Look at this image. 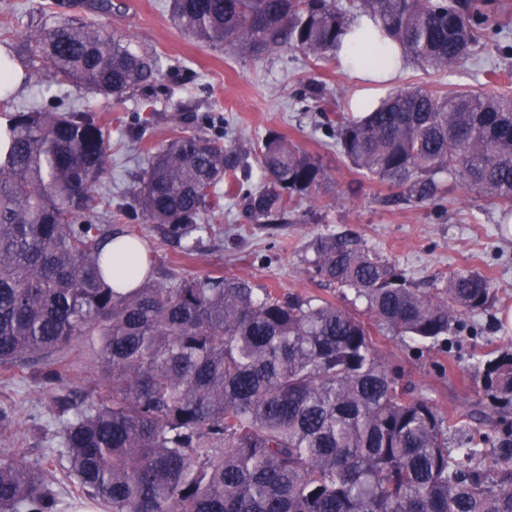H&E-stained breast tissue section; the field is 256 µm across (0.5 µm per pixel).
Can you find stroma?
<instances>
[{"label":"stroma","instance_id":"obj_1","mask_svg":"<svg viewBox=\"0 0 512 512\" xmlns=\"http://www.w3.org/2000/svg\"><path fill=\"white\" fill-rule=\"evenodd\" d=\"M86 0H0V46L16 48L20 36L44 24L87 16ZM108 32L125 37L132 49L147 50L162 62L155 82L125 93L99 116L111 135L112 163L101 188L103 202L80 216V223L112 224L131 231L149 248L158 280L203 276H237L254 287L280 294L326 298L355 314L363 303L312 279L304 258L320 234H355L381 259L403 269L414 287L426 288L448 272L468 268L492 279L495 300L473 328L461 329L451 352L419 346L379 331L377 345L391 369L432 395L443 411L469 413L484 395L473 364L477 357L512 349V332L499 318L512 307V223L501 221L499 208L476 194L452 189L446 208L402 200L399 189L359 174L338 153L329 125L346 110L354 80L336 59L314 60L298 50L261 57L233 55L209 47L181 32L172 22L169 0H112V12L98 15ZM491 65L512 72V37L486 43L479 60L445 74H429L407 63L399 87L445 91L459 84L483 82ZM325 86L322 100H303L310 81ZM82 92L49 84L27 73L23 91L9 98L11 109L68 108ZM194 118V128L209 137L227 135L242 145L267 131L283 133L328 174L309 204L311 213L290 224H257L218 185L224 209L195 233L196 247L185 254L169 242L160 225L135 212L129 190L144 175L147 153ZM58 370L61 382L31 369L0 372V407L10 410L16 451L34 460L52 443L55 425L38 411L60 395L81 399L98 389L101 368L90 347L74 343Z\"/></svg>","mask_w":512,"mask_h":512}]
</instances>
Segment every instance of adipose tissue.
<instances>
[{
    "mask_svg": "<svg viewBox=\"0 0 512 512\" xmlns=\"http://www.w3.org/2000/svg\"><path fill=\"white\" fill-rule=\"evenodd\" d=\"M368 24L367 18L358 19L355 27L342 37L337 51L340 64L358 84V89L350 100V108L355 112L363 111L365 104L379 96L387 83L397 80L404 66L400 60L383 67L369 63V55L386 56L390 54L391 48L385 44H373L361 39L360 30Z\"/></svg>",
    "mask_w": 512,
    "mask_h": 512,
    "instance_id": "1",
    "label": "adipose tissue"
}]
</instances>
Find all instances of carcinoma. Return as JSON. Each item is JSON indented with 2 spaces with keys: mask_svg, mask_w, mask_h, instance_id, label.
I'll return each mask as SVG.
<instances>
[{
  "mask_svg": "<svg viewBox=\"0 0 512 512\" xmlns=\"http://www.w3.org/2000/svg\"><path fill=\"white\" fill-rule=\"evenodd\" d=\"M179 30L227 53H336L360 17L370 41L444 73L512 25L472 0H171ZM49 84L87 90L67 112L16 111L0 135V369L51 362L81 339L108 389L54 400L60 446L35 462L0 448V512H56L57 472L105 512H512V351L482 362L479 409L500 424L492 469L484 439L448 447L465 425L390 370L370 325L334 303L257 292L232 276L112 284V228L77 219L102 202L112 153L98 109L161 74L92 19H65L23 39ZM342 155L362 175L438 205L454 184L512 211V92L460 85L394 90L362 115L336 113ZM265 186L244 188L249 156ZM327 174L270 131L252 147L186 125L148 152L135 192L143 218L181 243L224 206V182L259 224L285 220ZM313 277L366 302L375 325L422 343L486 312L494 288L472 270L441 287L405 273L347 234L321 235L305 258Z\"/></svg>",
  "mask_w": 512,
  "mask_h": 512,
  "instance_id": "cac0c4a2",
  "label": "carcinoma"
}]
</instances>
